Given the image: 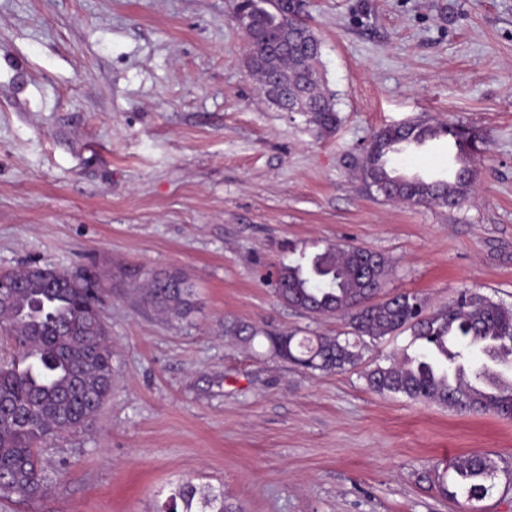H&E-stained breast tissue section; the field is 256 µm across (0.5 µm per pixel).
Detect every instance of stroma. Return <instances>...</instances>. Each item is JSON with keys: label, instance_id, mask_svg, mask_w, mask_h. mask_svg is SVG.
<instances>
[{"label": "stroma", "instance_id": "35a3bbf8", "mask_svg": "<svg viewBox=\"0 0 512 512\" xmlns=\"http://www.w3.org/2000/svg\"><path fill=\"white\" fill-rule=\"evenodd\" d=\"M231 0H0V273L96 266L110 293L112 395L42 455L56 479L0 512H156L183 479L239 512H512V419L310 373L265 332L341 334L281 302L269 274L328 246L386 257L382 296L428 311L457 289L512 306V0H305L339 118L259 95ZM442 121L476 159L461 205L367 181L373 133ZM161 269L198 310L131 291ZM238 320L262 334L243 347ZM487 456L495 486L448 499L434 474ZM133 288L154 311L171 318L187 320L198 309L193 285L177 270L153 273ZM224 333L229 336H235L243 344L251 345L255 338L262 334V331L250 323L225 321Z\"/></svg>", "mask_w": 512, "mask_h": 512}]
</instances>
